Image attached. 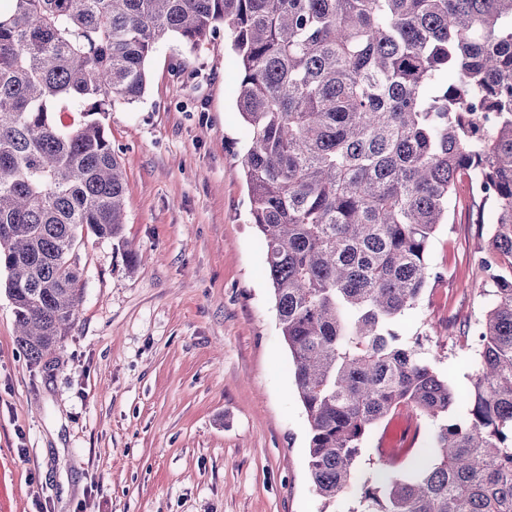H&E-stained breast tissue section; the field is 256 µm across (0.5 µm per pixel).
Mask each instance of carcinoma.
Segmentation results:
<instances>
[{
  "label": "carcinoma",
  "mask_w": 512,
  "mask_h": 512,
  "mask_svg": "<svg viewBox=\"0 0 512 512\" xmlns=\"http://www.w3.org/2000/svg\"><path fill=\"white\" fill-rule=\"evenodd\" d=\"M221 27L317 494L345 493L405 405L436 423L438 458L365 486L352 512H512V0H0V270L20 347L51 367L81 298L79 233L121 238L106 115L142 98L158 43ZM465 179L492 214L491 298L461 397L400 319L436 277L429 243ZM460 400L466 418H448Z\"/></svg>",
  "instance_id": "1"
}]
</instances>
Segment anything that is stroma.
<instances>
[{
    "label": "stroma",
    "mask_w": 512,
    "mask_h": 512,
    "mask_svg": "<svg viewBox=\"0 0 512 512\" xmlns=\"http://www.w3.org/2000/svg\"><path fill=\"white\" fill-rule=\"evenodd\" d=\"M232 37L198 48L172 36L147 87L106 119L126 179L122 242L83 236L77 319L46 371L16 337L0 288V477L9 512H321L307 466L309 423L249 220ZM461 183L429 246L440 273L401 319L454 390L475 370L474 329L491 286ZM418 431L382 465L381 441ZM435 424L408 407L364 443L348 512L377 475L412 479L437 458Z\"/></svg>",
    "instance_id": "stroma-1"
}]
</instances>
